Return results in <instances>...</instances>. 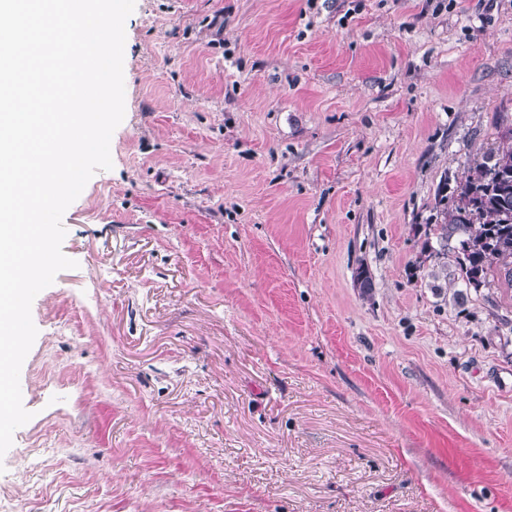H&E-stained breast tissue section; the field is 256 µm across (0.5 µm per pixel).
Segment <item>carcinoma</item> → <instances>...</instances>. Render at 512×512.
I'll list each match as a JSON object with an SVG mask.
<instances>
[{"mask_svg":"<svg viewBox=\"0 0 512 512\" xmlns=\"http://www.w3.org/2000/svg\"><path fill=\"white\" fill-rule=\"evenodd\" d=\"M439 237L461 235L467 284L490 272L512 284V129L497 149L482 156L457 188V202L439 210Z\"/></svg>","mask_w":512,"mask_h":512,"instance_id":"cac0c4a2","label":"carcinoma"}]
</instances>
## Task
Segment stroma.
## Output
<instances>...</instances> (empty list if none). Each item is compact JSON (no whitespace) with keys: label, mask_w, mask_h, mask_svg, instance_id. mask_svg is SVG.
<instances>
[{"label":"stroma","mask_w":512,"mask_h":512,"mask_svg":"<svg viewBox=\"0 0 512 512\" xmlns=\"http://www.w3.org/2000/svg\"><path fill=\"white\" fill-rule=\"evenodd\" d=\"M125 35L0 512H512V286L428 229L512 129V0H135Z\"/></svg>","instance_id":"stroma-1"}]
</instances>
